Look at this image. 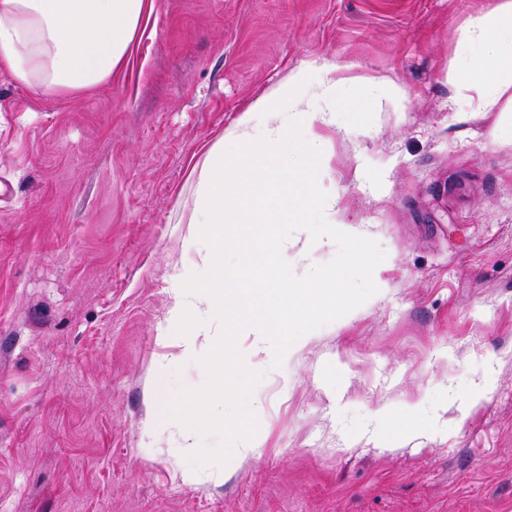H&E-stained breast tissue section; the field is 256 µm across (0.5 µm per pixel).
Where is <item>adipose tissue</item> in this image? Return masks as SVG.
<instances>
[{"label":"adipose tissue","instance_id":"adipose-tissue-1","mask_svg":"<svg viewBox=\"0 0 512 512\" xmlns=\"http://www.w3.org/2000/svg\"><path fill=\"white\" fill-rule=\"evenodd\" d=\"M145 8V0H0V68L45 93L101 84L124 62ZM465 56L460 68L449 71V81L470 91L473 111H493L500 99L512 92V0H503L473 22ZM345 83L335 65L312 63L291 71L285 82L271 87L244 111L236 129L229 132V140L255 137L265 145L252 151L215 146L213 157L203 164L206 187L193 223L208 229L226 224L284 223L288 209L269 208L258 195L225 211L224 189L232 183L248 184L264 172L270 193H279L283 187L282 137L278 130L267 127L266 114L278 104H288L300 127L311 131L325 122L327 114L314 105L302 106L301 93L314 86L320 97L328 100ZM224 246L223 236H212L208 274L197 288L217 313L223 311L225 300Z\"/></svg>","mask_w":512,"mask_h":512}]
</instances>
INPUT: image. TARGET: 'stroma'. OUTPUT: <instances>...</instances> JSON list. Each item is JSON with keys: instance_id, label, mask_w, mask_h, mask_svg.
Wrapping results in <instances>:
<instances>
[{"instance_id": "1", "label": "stroma", "mask_w": 512, "mask_h": 512, "mask_svg": "<svg viewBox=\"0 0 512 512\" xmlns=\"http://www.w3.org/2000/svg\"><path fill=\"white\" fill-rule=\"evenodd\" d=\"M502 0H152L125 65L45 95L0 71V512H512V106L472 112L448 72ZM327 60L395 103L343 107L327 221L386 254L378 292L262 372L259 455L202 466L167 416L205 381L203 163L289 72ZM336 243L293 232L296 275ZM151 436H143L145 424Z\"/></svg>"}]
</instances>
